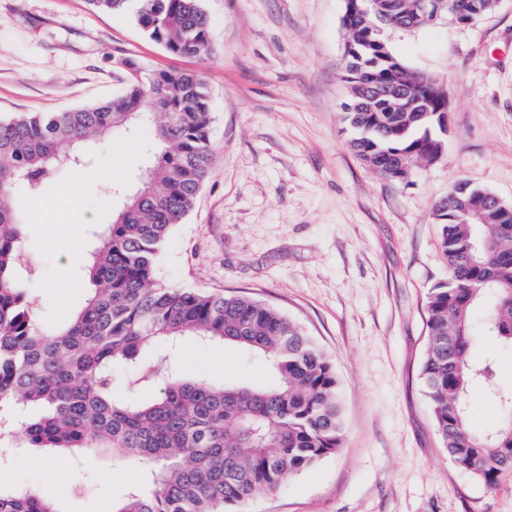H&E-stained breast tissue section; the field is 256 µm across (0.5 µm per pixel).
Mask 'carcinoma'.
Instances as JSON below:
<instances>
[{
  "label": "carcinoma",
  "mask_w": 512,
  "mask_h": 512,
  "mask_svg": "<svg viewBox=\"0 0 512 512\" xmlns=\"http://www.w3.org/2000/svg\"><path fill=\"white\" fill-rule=\"evenodd\" d=\"M490 0H447L442 10L463 24L491 11ZM94 9L127 14L173 54H209L201 0H87ZM377 0H349L343 24L358 55L342 78L350 87L345 121L350 148L383 177L391 161L409 169L445 152L441 113L395 112L385 98L361 97L371 81L374 44H383L388 75L410 83L415 73L390 46L400 21L432 24L423 0H397L382 12ZM211 103L201 75L181 71L131 77L110 99L68 112H19L0 120V407L24 417L27 443L50 454L100 452L137 465L145 481L113 512H228L273 493L342 447L344 426L331 361L303 329L278 310L245 295H207L156 280L162 246L192 209L210 168ZM158 113L155 163L146 167L87 258L92 285L84 305L52 331L35 321L27 277L20 269L25 223L15 190L40 195L63 169H81L77 148L123 126L137 128ZM482 190L460 183L434 210L448 279L425 298L428 341L421 375L436 431L448 458L494 487L512 472V394L496 395L500 426L485 435L467 426L466 398L476 382L490 384V360L474 363L478 335L512 349V207L478 216ZM482 310L481 332L474 313ZM219 341L247 359L265 361L271 379L216 384L158 364L181 341ZM137 374L133 390L114 392L112 368ZM0 512H61L30 488H0Z\"/></svg>",
  "instance_id": "1"
}]
</instances>
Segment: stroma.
Returning a JSON list of instances; mask_svg holds the SVG:
<instances>
[{
  "mask_svg": "<svg viewBox=\"0 0 512 512\" xmlns=\"http://www.w3.org/2000/svg\"><path fill=\"white\" fill-rule=\"evenodd\" d=\"M211 51L180 56L125 15L86 0H0V120L60 112L120 93L117 61L203 75L211 94V164L195 205L167 237L165 284L241 292L299 323L330 358L345 438L335 455L257 498L248 512H512V473L487 487L448 458L420 375L425 295L448 272L436 201L467 182L512 204V0L473 22L448 17L391 36L413 71L445 90L444 156L407 180H387L351 150L341 72L344 0H201ZM153 124L85 145L88 174L62 173L41 196L18 194L37 322L52 328L88 295L81 268L63 279L57 235L93 250L119 194L149 164ZM79 209L65 211L69 195ZM186 373L213 381L268 380L260 359L185 340ZM477 434L499 423L483 386L467 397ZM139 468L108 454L47 456L24 444L0 450V487H29L61 512H112L142 483Z\"/></svg>",
  "mask_w": 512,
  "mask_h": 512,
  "instance_id": "1",
  "label": "stroma"
}]
</instances>
